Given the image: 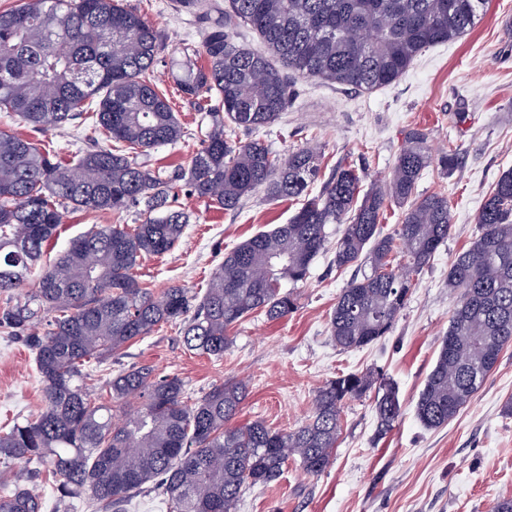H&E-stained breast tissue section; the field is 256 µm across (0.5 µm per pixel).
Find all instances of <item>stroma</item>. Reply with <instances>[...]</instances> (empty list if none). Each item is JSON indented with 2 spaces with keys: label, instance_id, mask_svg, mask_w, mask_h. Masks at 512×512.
<instances>
[{
  "label": "stroma",
  "instance_id": "obj_1",
  "mask_svg": "<svg viewBox=\"0 0 512 512\" xmlns=\"http://www.w3.org/2000/svg\"><path fill=\"white\" fill-rule=\"evenodd\" d=\"M128 2L165 40L154 76L171 95L186 131L180 142L155 150L146 163L162 178H175L168 203L189 217L177 248L142 261L136 273L155 289L177 285L201 293L225 252L288 223L300 203L272 200L259 191L239 211L227 212L177 181L209 129L207 114L177 93L180 51L186 42L201 41L206 27L223 18L225 2L201 0L194 10L178 7L175 0ZM294 88L287 110L258 136L281 155L317 148L320 180L351 165L359 170L363 189L385 181L413 129L425 133L432 153L454 149L460 154L452 173L432 166L418 184L420 194L447 195L452 230L417 276L393 329L364 348L336 347L329 316L355 270L336 268L327 252L315 260L308 279L294 286L295 310L274 322L260 313L248 316L232 329L223 358L188 351L177 326L168 324L99 366L96 384L104 386L119 370L145 364L181 378L195 400L224 381L245 378L250 393L236 424L261 420L290 430L305 420L317 388L327 380L374 369L399 391L402 415L393 430L378 435L374 392L346 401L329 467L310 475L297 459H289L279 481L245 489L236 512H490L497 499L512 498V418L502 414L512 398V347L448 425L425 428L415 405L448 330L450 264L475 238L476 215L499 174L512 168V0H488L469 32L423 52L391 85L360 92L300 78ZM141 221L136 208L119 214L67 211L41 264H52L92 225ZM42 405V384L25 337L0 333V424L34 417Z\"/></svg>",
  "mask_w": 512,
  "mask_h": 512
}]
</instances>
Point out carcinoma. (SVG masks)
I'll return each instance as SVG.
<instances>
[{
  "mask_svg": "<svg viewBox=\"0 0 512 512\" xmlns=\"http://www.w3.org/2000/svg\"><path fill=\"white\" fill-rule=\"evenodd\" d=\"M487 0H228L224 20L200 45L187 43V71L177 89L189 99L217 97L206 139L179 175L190 194L236 212L263 190L303 198L286 224L260 232L224 254L201 299L180 286L156 292L135 274L140 260L172 252L188 216L167 206L173 189L140 157L172 146L182 127L153 79L166 45L160 31L126 0H20L0 10V112L37 131L89 122V146L69 162L40 140L0 128V332L25 336L43 384L44 408L0 432V473L13 475L0 504L42 498L17 463L44 462L57 506L90 494L101 512H122L147 485L167 512H236L243 489L277 482L288 458L317 475L329 465L342 408L378 386L379 432L401 416L395 385L368 370L319 387L308 419L293 430L260 420L237 425L247 395L228 381L194 402L176 376L149 365L119 371L111 403L91 397L90 363L119 356L164 324H183L187 350L220 358L229 330L254 312L270 321L292 312L289 285L309 274L341 224L334 262L355 266L330 317L332 341L362 348L387 335L409 299L414 276L448 240V197L422 196L418 182L432 164L445 173L450 149L434 157L424 133L411 130L390 178L361 193V176L339 167L316 194L319 155L298 148L279 157L261 139L237 141L273 125L292 99L288 75L358 90L396 82L426 49L474 27ZM258 33L267 57L230 42L227 29ZM203 58L206 64L197 60ZM404 208L392 234L381 221L386 202ZM144 204L131 227L95 225L73 239L35 288L22 296L44 247L58 234L63 208L116 213ZM478 235L448 272L453 308L415 413L428 429L448 424L482 389L512 346V169L481 205ZM405 264L393 267L396 255Z\"/></svg>",
  "mask_w": 512,
  "mask_h": 512,
  "instance_id": "1",
  "label": "carcinoma"
}]
</instances>
